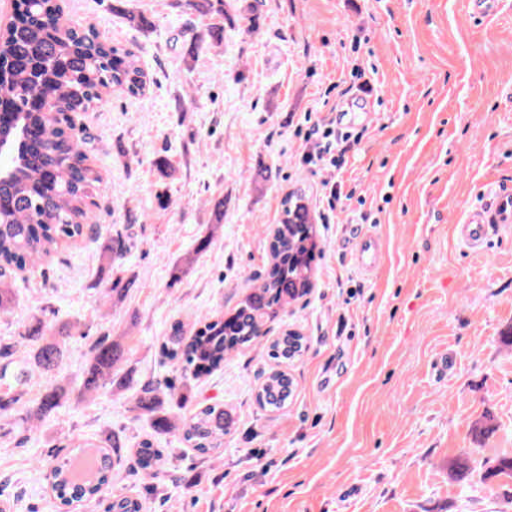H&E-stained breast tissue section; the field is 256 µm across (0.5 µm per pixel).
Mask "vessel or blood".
<instances>
[{"mask_svg":"<svg viewBox=\"0 0 512 512\" xmlns=\"http://www.w3.org/2000/svg\"><path fill=\"white\" fill-rule=\"evenodd\" d=\"M512 224V187L502 186L495 190L486 202L474 208L467 217L452 227V233L462 244L478 250L488 243L502 226ZM381 245L378 237L367 234L355 244L354 255L363 270L374 269L380 258Z\"/></svg>","mask_w":512,"mask_h":512,"instance_id":"1","label":"vessel or blood"}]
</instances>
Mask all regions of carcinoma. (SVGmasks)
Masks as SVG:
<instances>
[{
	"label": "carcinoma",
	"mask_w": 512,
	"mask_h": 512,
	"mask_svg": "<svg viewBox=\"0 0 512 512\" xmlns=\"http://www.w3.org/2000/svg\"><path fill=\"white\" fill-rule=\"evenodd\" d=\"M190 6L204 16L227 19L224 0H193ZM262 0H247L240 17L249 26L259 24ZM19 21L0 34V113L12 112L24 124L22 147L0 151V170L11 173L0 184V262L20 269L50 258L59 249L84 236L96 225L94 202L87 188L97 187L100 172L89 164L87 139L69 136L47 115L45 95H51L58 112H88L98 107L114 89L130 96L145 92L148 74L138 55L105 40L94 29L71 26L65 19L62 0H18ZM224 25L214 23L193 38L186 55L194 60L201 53L221 44ZM271 263L262 284L239 305L234 316L223 320L202 315L192 335L184 325H171L161 342V352L173 367V377L150 382L137 392L131 411L136 418H147L156 435L177 434L198 453H219L224 436L233 426L231 413L222 403L201 407L188 415L174 416L168 403L187 405L185 391L200 375L217 370L231 351L257 338L258 321L279 315L288 304L308 295L313 287L314 254L319 251L317 231L309 208L301 196L288 195L282 201L280 223L271 233ZM127 252L122 234L104 241L102 271L108 274L105 287L97 289L100 298L121 297V279L116 273ZM15 302L13 283L0 275V311ZM70 328L66 323L38 322L25 329L14 343L0 342V416L10 415L25 394L32 375L48 385L36 406L19 417L15 425L28 428L34 419L51 414L66 396L56 382L67 352ZM305 340L285 332L269 346L267 356L276 362L261 383L256 400L271 411L288 403L293 385L280 366L300 358ZM124 346L110 336L95 337L88 349L83 371V389L95 394L119 376H128ZM123 447L112 433L96 443L83 441L68 445L56 457L50 471L37 461L35 472L45 477L51 491L64 506L76 509L95 504L103 512H146V499L112 493V482L119 479L114 456ZM86 448L98 451V470L81 484L73 483L66 472L73 469ZM135 468L146 480L163 471L168 458L149 438L129 449ZM512 479V456H502L484 478Z\"/></svg>",
	"instance_id": "1"
}]
</instances>
